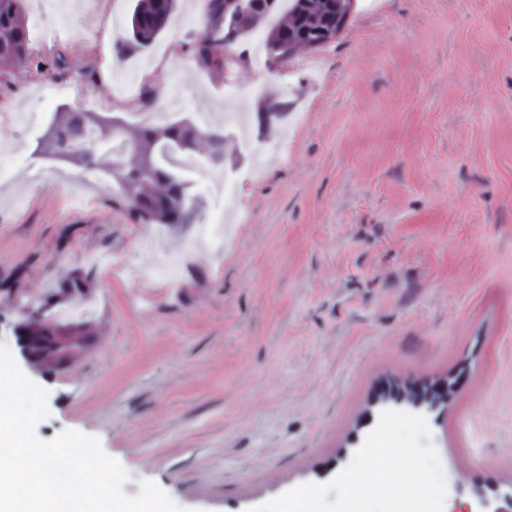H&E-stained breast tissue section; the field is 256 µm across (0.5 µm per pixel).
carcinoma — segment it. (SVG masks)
I'll list each match as a JSON object with an SVG mask.
<instances>
[{"label": "carcinoma", "instance_id": "obj_1", "mask_svg": "<svg viewBox=\"0 0 512 512\" xmlns=\"http://www.w3.org/2000/svg\"><path fill=\"white\" fill-rule=\"evenodd\" d=\"M207 24L195 39L193 57L198 67L222 70L227 57L224 41V0H204ZM177 6V0H137L130 19V36L116 51V65L120 66L133 53L149 47L166 29ZM349 17L333 10L326 0H292L287 21L279 22L269 33H289L294 47L305 50L320 48L332 41L326 36L329 27H346ZM33 46L24 16L23 0H0V68L3 72H17L25 68L32 56ZM78 123L82 131L93 133L97 145L114 139V128L121 123L114 118L91 112L66 111L55 114L48 128ZM224 141V128L186 121L162 125H144L133 142L127 145V168L116 171L108 167L118 184L119 195L133 218L141 224H184L188 213L197 208L188 193L184 174L171 163L175 155H191L205 148L211 158L218 143ZM41 151L59 161L87 172H94L105 163L85 159V147L71 141L62 148L56 142L41 137ZM34 334L31 353L41 358L55 352L54 336L58 324L52 313L41 315L37 326L26 323Z\"/></svg>", "mask_w": 512, "mask_h": 512}]
</instances>
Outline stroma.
I'll return each instance as SVG.
<instances>
[{
  "instance_id": "1",
  "label": "stroma",
  "mask_w": 512,
  "mask_h": 512,
  "mask_svg": "<svg viewBox=\"0 0 512 512\" xmlns=\"http://www.w3.org/2000/svg\"><path fill=\"white\" fill-rule=\"evenodd\" d=\"M134 3L24 0L60 37L36 71L0 78V343L48 391L38 436L98 437L126 494L151 479L188 512H247L344 468L381 393L444 384L451 402L426 419L460 503L511 487L512 0H354L335 41L277 65L237 39L253 149L225 129L224 171L267 165L240 188L237 241L206 254L196 229L223 199L190 224H137L117 186L38 148L90 97L130 130L175 87L178 119L223 113L225 72L190 50L202 0H180L129 58L135 89L115 91ZM12 112L32 120L8 127ZM169 251L186 255L175 275L136 282ZM77 272L88 287L65 294ZM51 292L88 310L64 368L28 361L13 334Z\"/></svg>"
}]
</instances>
